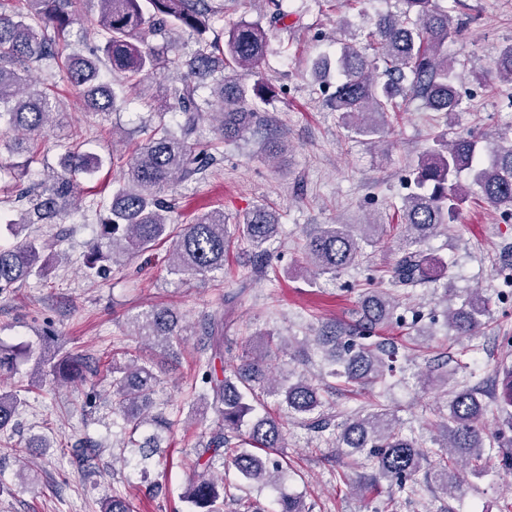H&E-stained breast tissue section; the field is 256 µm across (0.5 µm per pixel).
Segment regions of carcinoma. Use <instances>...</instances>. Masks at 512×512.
Here are the masks:
<instances>
[{
    "mask_svg": "<svg viewBox=\"0 0 512 512\" xmlns=\"http://www.w3.org/2000/svg\"><path fill=\"white\" fill-rule=\"evenodd\" d=\"M29 9L15 12L0 0V125L20 132L26 140L8 145L23 149L29 157L9 171L14 183L30 176L40 142L48 135L50 119L58 107L57 82L36 88L31 65L58 69L60 81L73 89L86 110L107 115L128 103L127 85L139 84L165 68L164 44L172 35L189 31L197 36L198 49L186 61V72L164 88V107L185 116L179 130L166 126L151 131L116 181L110 201H91L88 210L95 216L96 237L82 265L86 276L97 277L112 266L151 251L159 242L175 237L168 257L167 272L191 275L204 280L224 272L230 234L243 239L253 258L267 255L266 244L281 232L275 212L259 204L247 211L234 232L228 231L224 210L216 208L177 229L170 224L176 209L175 190L180 184L202 179L218 164L220 147L243 140L253 129L268 122L265 106L272 90L262 82L251 86L233 76L220 77L210 88V97L201 94L203 82L218 69L256 71L267 57L269 36L261 23L238 20L229 23L224 40L209 39L215 21L224 20V9L214 0H99V16L94 35L98 40L86 53L63 55V44L71 28L79 23L81 0H26ZM399 14H379L368 33L374 58L346 43L335 60H317L312 71L322 79L336 69V86L327 105L340 113L343 127L358 136L378 138L387 133L385 117L397 107V98L418 100L421 108L433 112L443 125L452 124L462 111V99L448 60V38L457 33L449 10L437 0H399ZM501 81L512 85V43L493 60ZM209 121L216 138L197 149L189 144L202 121ZM288 151V142L272 137L264 142L265 158L274 159ZM491 154L484 163L485 153ZM102 158L70 147L62 160L63 172L52 177L42 190L31 186L19 197L26 202L20 218L9 224L50 221L61 215L73 200V176L93 174ZM492 205L512 210V138L487 146L469 135L448 139L440 134L413 170V188L401 206L400 256L390 270V288H368L361 299L359 319L343 329L325 325L313 345L323 351L331 367L330 375L352 383L375 384L390 368L393 350L371 341L374 331L398 319L399 291L427 279L435 280L445 262L425 254L423 246L449 228L466 199L460 182L464 171ZM377 224H319L305 235L303 251L317 276L338 275L356 265L363 245L374 241ZM57 237H29L13 247L0 246V293L34 277L49 276L52 265L62 260ZM488 314V300L479 291L466 296L460 307L448 311V329L458 336L476 333ZM190 327L168 307L155 306L135 316L131 336L149 348L157 346L176 354L180 336ZM199 345L194 363L192 410L202 421L213 409L221 423L198 442L195 459L189 465L180 499L190 505L188 512H224V469L234 468L244 483L237 485L240 496L232 501L240 512H266L245 495L248 487L260 485L280 489L286 466L259 451L286 447L280 418L267 411L274 399L287 416L301 421L318 436L335 437L347 456L368 452L376 467V479L402 492H417L409 480L425 467L434 469L440 490L452 497L464 467L481 474L486 452L512 444V368L503 376L500 395L505 418L493 433H486L485 404L477 387L455 391L448 415L431 424L442 432L433 438L441 451L430 459L423 445L403 435L395 411L378 404L359 416L336 422L332 404L326 399L322 382L303 373L288 384L277 382L267 357L272 350L283 351V338L267 337L265 351H245L236 366L216 369L224 347V314L203 317L195 330ZM46 337L35 359L32 375L46 374L67 382H83L89 366L79 353L62 351ZM30 357L23 345L0 348V375H11ZM112 375L115 410L122 416L121 442L129 449L126 462L147 478L150 467L166 460L161 447L162 433L172 422L157 408L154 398L161 382L158 364L150 355L115 350L103 364ZM20 399L12 391L0 392V433L16 425ZM275 512H306L304 502L289 494H279ZM102 512H131L126 495L115 494L102 504Z\"/></svg>",
    "mask_w": 512,
    "mask_h": 512,
    "instance_id": "carcinoma-1",
    "label": "carcinoma"
}]
</instances>
